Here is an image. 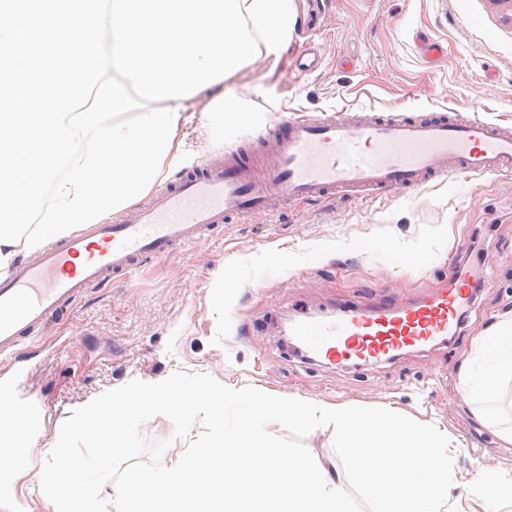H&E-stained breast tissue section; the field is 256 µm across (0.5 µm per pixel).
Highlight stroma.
Returning <instances> with one entry per match:
<instances>
[{
    "label": "stroma",
    "instance_id": "obj_1",
    "mask_svg": "<svg viewBox=\"0 0 512 512\" xmlns=\"http://www.w3.org/2000/svg\"><path fill=\"white\" fill-rule=\"evenodd\" d=\"M443 54L428 59L424 40ZM315 44L320 66L298 57ZM254 118L214 140L192 135L184 169L245 146L262 151L269 122L323 118L344 109L422 115L456 112L512 128V26L493 0H326L321 25L295 23L279 62L264 56L224 82ZM480 242L487 277L457 335L361 365L296 354L288 325L305 316L384 298L428 297L451 263H471L461 243ZM422 249L407 270L399 253ZM227 276L223 304L213 282ZM512 317V178L450 176L419 191L337 192L295 200L285 213H257L214 230L207 241L147 261L91 289L43 333L0 355L23 397L64 423L100 394L177 371L207 374L280 395L395 408L463 444L456 474L512 471V380L490 399L467 397L465 359Z\"/></svg>",
    "mask_w": 512,
    "mask_h": 512
}]
</instances>
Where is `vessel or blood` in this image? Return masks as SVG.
Returning <instances> with one entry per match:
<instances>
[{"label":"vessel or blood","mask_w":512,"mask_h":512,"mask_svg":"<svg viewBox=\"0 0 512 512\" xmlns=\"http://www.w3.org/2000/svg\"><path fill=\"white\" fill-rule=\"evenodd\" d=\"M271 162L259 172L249 150L185 171L149 204L45 248L0 279V354L76 306L92 288L126 275L142 260L204 242L233 217L278 213L298 197L339 189L420 190L448 174L512 176V129L425 116L346 111L327 119H285L267 129ZM474 278L450 266L428 299L344 310L289 330L309 355L343 363L378 360L404 347L455 335L472 300Z\"/></svg>","instance_id":"b4317fda"}]
</instances>
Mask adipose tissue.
<instances>
[{
  "label": "adipose tissue",
  "mask_w": 512,
  "mask_h": 512,
  "mask_svg": "<svg viewBox=\"0 0 512 512\" xmlns=\"http://www.w3.org/2000/svg\"><path fill=\"white\" fill-rule=\"evenodd\" d=\"M251 36L263 54L279 57L288 43L293 26L289 0H239ZM250 112L243 110L226 93L213 96L204 110L187 108L177 125L176 135L163 173H170L182 161L190 133L202 130L214 139L223 138L228 127L247 122ZM479 367L463 373L460 384L470 394L488 397L505 379H512V318L501 321L470 353Z\"/></svg>",
  "instance_id": "1"
}]
</instances>
